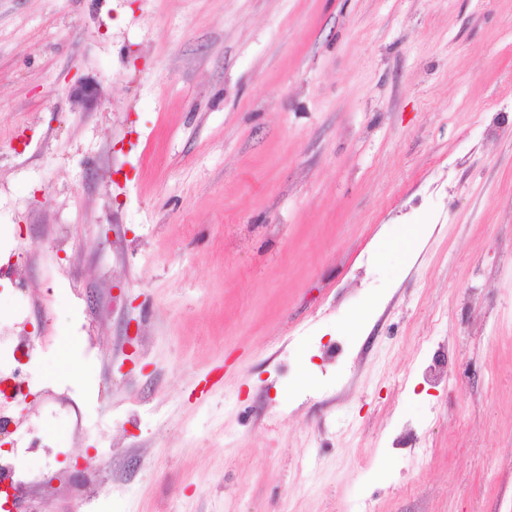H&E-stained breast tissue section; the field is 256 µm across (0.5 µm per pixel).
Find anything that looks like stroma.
Here are the masks:
<instances>
[{
    "label": "stroma",
    "instance_id": "stroma-1",
    "mask_svg": "<svg viewBox=\"0 0 512 512\" xmlns=\"http://www.w3.org/2000/svg\"><path fill=\"white\" fill-rule=\"evenodd\" d=\"M14 258L12 512H512V0H0ZM35 352L36 346L30 337L24 336L17 342L10 360L3 365V367L7 369L5 372L8 373V376L2 381V383L10 380L11 391L8 394L7 388L0 389V399L3 396L5 400H11L19 394H31L30 390L27 389L28 385L26 384L27 382L24 372L26 364L22 362V359L26 358L30 361ZM17 353H19V357L16 356ZM42 473L19 472L13 465V456L0 454V484L11 488L15 493L24 486L38 483Z\"/></svg>",
    "mask_w": 512,
    "mask_h": 512
}]
</instances>
